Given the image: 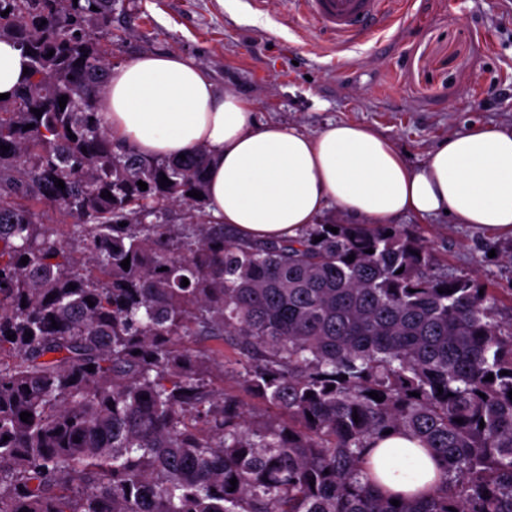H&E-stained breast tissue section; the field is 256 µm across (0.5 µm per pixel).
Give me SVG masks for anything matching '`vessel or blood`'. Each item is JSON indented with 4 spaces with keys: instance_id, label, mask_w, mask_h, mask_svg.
Listing matches in <instances>:
<instances>
[{
    "instance_id": "1",
    "label": "vessel or blood",
    "mask_w": 512,
    "mask_h": 512,
    "mask_svg": "<svg viewBox=\"0 0 512 512\" xmlns=\"http://www.w3.org/2000/svg\"><path fill=\"white\" fill-rule=\"evenodd\" d=\"M403 0H289L292 11L320 34L345 47L371 40L393 25Z\"/></svg>"
}]
</instances>
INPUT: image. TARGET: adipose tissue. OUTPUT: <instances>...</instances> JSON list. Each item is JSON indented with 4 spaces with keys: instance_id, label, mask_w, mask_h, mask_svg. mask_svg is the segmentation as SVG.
Listing matches in <instances>:
<instances>
[{
    "instance_id": "adipose-tissue-1",
    "label": "adipose tissue",
    "mask_w": 512,
    "mask_h": 512,
    "mask_svg": "<svg viewBox=\"0 0 512 512\" xmlns=\"http://www.w3.org/2000/svg\"><path fill=\"white\" fill-rule=\"evenodd\" d=\"M101 108L113 138L144 156L207 146V210L249 242L297 237L331 203L367 224L445 213L512 235V130L471 126L412 167L361 124L331 123L312 135L260 122L252 103L218 92L178 54H144L111 74ZM371 464L382 489L397 494H429L442 473L438 458L405 434L376 441Z\"/></svg>"
}]
</instances>
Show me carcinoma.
Returning a JSON list of instances; mask_svg holds the SVG:
<instances>
[{
    "label": "carcinoma",
    "mask_w": 512,
    "mask_h": 512,
    "mask_svg": "<svg viewBox=\"0 0 512 512\" xmlns=\"http://www.w3.org/2000/svg\"><path fill=\"white\" fill-rule=\"evenodd\" d=\"M121 7L0 0L29 71L0 100V512H512L498 297L436 274L428 241L390 224L249 243L206 223L188 192H206L209 148L148 158L99 115ZM190 336L235 337L243 387L288 422L200 383ZM387 430L439 457V489H379L368 454Z\"/></svg>",
    "instance_id": "obj_1"
}]
</instances>
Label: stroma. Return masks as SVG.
Masks as SVG:
<instances>
[{
	"label": "stroma",
	"mask_w": 512,
	"mask_h": 512,
	"mask_svg": "<svg viewBox=\"0 0 512 512\" xmlns=\"http://www.w3.org/2000/svg\"><path fill=\"white\" fill-rule=\"evenodd\" d=\"M109 31L113 69L144 53L187 56L212 78L251 100L260 120L314 133L355 122L390 140L420 164L448 136L468 126L512 127V0H410L396 23L366 44L335 48L298 16L252 9L248 0H124ZM395 225L427 237L437 269L476 279L501 299L498 318L512 320V236L452 223L444 215H407ZM188 346L215 390L237 396L261 419L269 410L226 367L237 347L219 337Z\"/></svg>",
	"instance_id": "stroma-1"
}]
</instances>
